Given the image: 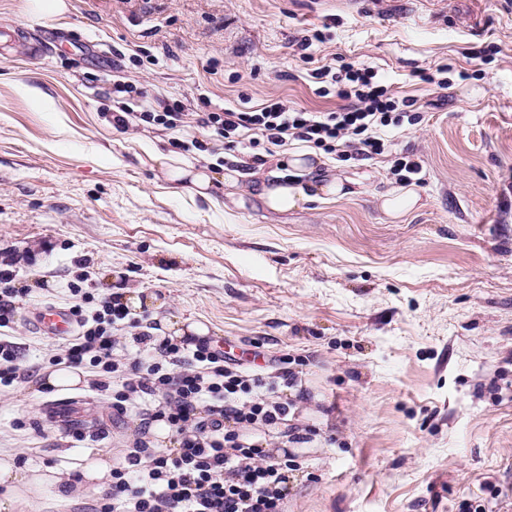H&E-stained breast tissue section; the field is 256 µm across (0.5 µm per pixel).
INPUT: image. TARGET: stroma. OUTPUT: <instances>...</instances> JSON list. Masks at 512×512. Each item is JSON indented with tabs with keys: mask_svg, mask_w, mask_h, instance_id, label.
<instances>
[{
	"mask_svg": "<svg viewBox=\"0 0 512 512\" xmlns=\"http://www.w3.org/2000/svg\"><path fill=\"white\" fill-rule=\"evenodd\" d=\"M22 2L0 0V249L36 259L15 267L23 294L0 334L32 376L0 389V457L78 473L137 426L115 415L111 391L41 385L66 340L39 333L37 313L81 304L79 282L94 297L156 296L160 311L131 318L204 322L208 344L225 339L257 371L287 361L300 384L283 395L312 440L262 446L295 457L288 512H512V0H70L59 25ZM317 30L323 40L298 51ZM487 45L488 60L468 58ZM351 61L421 120L374 158L322 153L348 180L336 202L275 213L257 198V175L301 142L260 165L194 122L112 125L114 87L128 81L190 112L271 99L330 111L339 101L311 72ZM446 63L441 106L419 75ZM405 155L422 165L421 204L394 221L379 201L399 188ZM174 162L210 167V198L173 189ZM67 397L85 401L92 430L51 417ZM101 493L50 486L19 512H71Z\"/></svg>",
	"mask_w": 512,
	"mask_h": 512,
	"instance_id": "35a3bbf8",
	"label": "stroma"
}]
</instances>
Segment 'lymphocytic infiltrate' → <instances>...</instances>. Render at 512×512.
Returning <instances> with one entry per match:
<instances>
[{
    "label": "lymphocytic infiltrate",
    "instance_id": "lymphocytic-infiltrate-1",
    "mask_svg": "<svg viewBox=\"0 0 512 512\" xmlns=\"http://www.w3.org/2000/svg\"><path fill=\"white\" fill-rule=\"evenodd\" d=\"M315 83L329 84L342 105L332 112H310L275 101L255 111L207 112L200 125L222 139L248 138L251 146H283L300 140L333 153L347 147L353 157L382 154L383 132L415 124L412 100L390 94L377 71L361 64L313 70ZM134 95L133 107L113 113L117 128L134 122L173 129L184 126L183 104L152 103L145 88L122 84ZM79 331L67 343L70 366L100 369L93 380L111 391L117 414H134L138 425L112 465V484L87 512H284L291 460L260 444L259 435L283 433L306 442L287 423L289 404L281 390L297 384L287 368L259 374L225 360L200 343L188 347L158 338L129 319L118 296L100 298L92 314L73 306ZM129 330L135 353L121 348L118 331ZM162 421L181 436L177 450L154 447L149 432Z\"/></svg>",
    "mask_w": 512,
    "mask_h": 512
}]
</instances>
